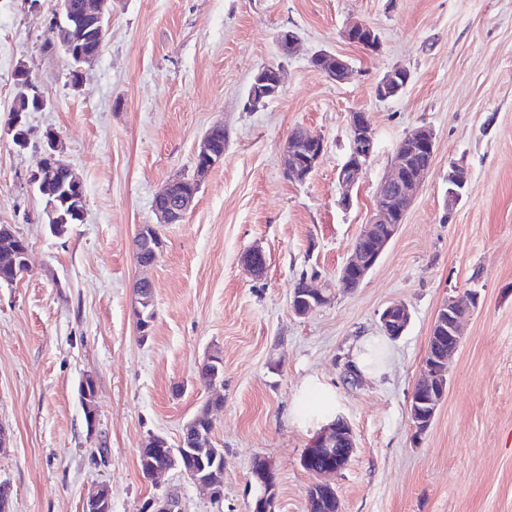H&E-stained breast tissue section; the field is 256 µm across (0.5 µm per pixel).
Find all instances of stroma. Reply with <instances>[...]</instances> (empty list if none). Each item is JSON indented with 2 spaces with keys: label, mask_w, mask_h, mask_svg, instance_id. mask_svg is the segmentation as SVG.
Instances as JSON below:
<instances>
[{
  "label": "stroma",
  "mask_w": 512,
  "mask_h": 512,
  "mask_svg": "<svg viewBox=\"0 0 512 512\" xmlns=\"http://www.w3.org/2000/svg\"><path fill=\"white\" fill-rule=\"evenodd\" d=\"M56 0H0V224L30 244L29 271L0 286V479L13 512H80L99 487L112 512H142L171 490L185 512H249L260 487L254 458L275 471L278 512H307L315 477L301 456L319 430L295 413L315 376L334 392L356 449L334 483L342 512H512V0H112L99 57L72 87L50 23ZM352 22L376 30L378 52L347 42ZM294 30L297 53L277 35ZM325 49L352 65L332 82L310 64ZM26 65L48 101L28 115L29 148L4 128ZM284 71L282 94L247 109L253 75ZM411 73L396 97H376L394 66ZM367 113L376 152L338 204L336 170L350 145L348 116ZM224 125V161L204 180L183 223L158 224L153 198L194 170L197 145ZM433 130V172L395 238L359 287L338 273L364 224L399 141ZM322 135L310 177L288 180L282 151L293 129ZM54 132L85 190V220L57 237L28 182L44 132ZM465 194L446 209L448 163ZM157 224L163 250L141 271L139 225ZM266 254L251 275L244 254ZM154 283L156 317L140 339L134 285ZM302 277L332 284L331 302L300 317L290 292ZM474 291L477 307L450 361L446 399L419 442L409 400L431 325L448 296ZM405 303L411 322L385 340L386 372L348 380L345 366L379 317ZM224 361V406L213 439L224 450V500L211 501L173 470L152 483L138 466L151 434L177 444L209 396L198 378L208 354ZM96 385L95 430L78 394ZM104 457H97V449Z\"/></svg>",
  "instance_id": "obj_1"
}]
</instances>
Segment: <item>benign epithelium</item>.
<instances>
[{"label": "benign epithelium", "mask_w": 512, "mask_h": 512, "mask_svg": "<svg viewBox=\"0 0 512 512\" xmlns=\"http://www.w3.org/2000/svg\"><path fill=\"white\" fill-rule=\"evenodd\" d=\"M104 0H83L82 12L86 18L100 20L105 16ZM365 29L363 23H353L343 31L344 38L352 43L359 44L368 52H376L380 48V41L372 40L368 43L358 42L359 32ZM299 39L297 34L285 29L279 32L277 44L279 54L283 58L293 56L297 52ZM310 63L316 70L323 73L329 80L336 83L346 82L351 74V64L342 55L327 50H320L313 54ZM410 73L402 67L392 68L376 85L375 95L381 100L398 95L409 83ZM283 69L278 65H265L255 73L250 86L248 104L257 109L266 98L278 97L283 89ZM348 127L350 134V150L345 161L336 171V178L342 188L341 203L350 204L351 192L356 186L361 173L371 161L375 151L374 131L364 112L349 114ZM42 157L38 166L30 172L29 182L39 185L43 194L50 193L52 160L61 151L57 137L46 133L41 141ZM325 151V142L318 134L306 129L298 128L288 137L284 151V171L288 179L303 182L316 169ZM435 154V134L427 127L418 128L408 133L397 145L391 162L390 171L381 182L377 195L373 215L364 225L362 231L342 265L338 281L340 284L355 282L360 285L369 272L375 267L383 252L396 236L400 224L414 202L420 188L431 175L432 161ZM224 157L218 154L214 147L212 129H207L202 135L200 146L195 155L194 180L200 184L207 175L222 161ZM468 181L467 169L458 162L448 165V183L465 187ZM189 180L182 177L168 181L153 200V210L160 224H180L184 221L191 207L197 190L186 191L184 185ZM160 239L156 226L149 224L140 226L135 235L133 247L135 249H151L154 253L152 259L140 262L142 267L154 266L160 253L155 243ZM258 257H265L263 249L256 246L243 257V264L254 274L260 275L265 266L256 261ZM300 294L291 293V306L295 315L307 316L315 310L326 305L330 299V286L318 285L314 280L306 279ZM458 298L448 297L438 310L431 328L428 348L420 368V377L423 383L421 390L413 391L410 399V419L412 438H420L429 428L436 411L443 401L448 386V359L454 354L461 342L460 326L471 316L473 308L461 310L457 306ZM411 314L408 307L402 302H393L386 306L380 314V326L385 335L394 339L403 335L409 326ZM343 443L355 447V438L351 425L341 416L326 425L310 441L303 452V457L314 453L332 454L336 452L337 445ZM160 452L166 454V464L155 467L146 472L149 480L174 469H183V458L187 453L176 448H162ZM218 459L215 469L200 476H194V484L206 489L211 500L219 501L222 496L219 490L222 487L224 471V454L215 452ZM349 456L338 455L329 465L314 471L319 478L315 486L329 498L337 496L336 489L322 478L342 470L348 463ZM262 467L259 469L264 482L261 487L266 493L261 496L265 501L266 512H276V491L269 486L275 479L270 462L259 459ZM82 512H111V494L105 487L83 500ZM148 512H183L181 500L174 492H164L152 498L148 504Z\"/></svg>", "instance_id": "7a95c632"}]
</instances>
